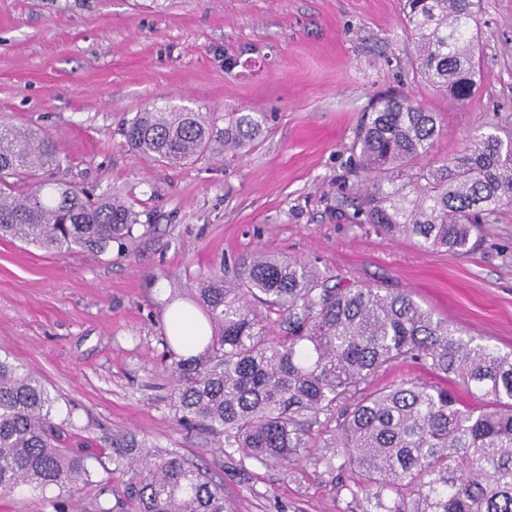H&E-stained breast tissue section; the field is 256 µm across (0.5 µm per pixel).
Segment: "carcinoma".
Returning <instances> with one entry per match:
<instances>
[{
  "instance_id": "obj_1",
  "label": "carcinoma",
  "mask_w": 512,
  "mask_h": 512,
  "mask_svg": "<svg viewBox=\"0 0 512 512\" xmlns=\"http://www.w3.org/2000/svg\"><path fill=\"white\" fill-rule=\"evenodd\" d=\"M405 26L420 78L468 100L477 0H407ZM266 125L263 112H229L218 129L205 112L152 104L124 135L134 152L177 166L243 151ZM439 134L435 113L405 95L373 102L352 145L353 218L463 254L512 206V129L487 123L443 158L433 155ZM60 163L50 135L0 118V237L58 254H102L133 237L137 215L121 194L38 178ZM197 293L212 336L174 363L173 407L178 422L219 438L225 456L286 471L306 462L340 490L373 491L383 512H512V352L466 337L407 292L331 286L264 254L241 259L233 285L213 268ZM393 363H417L443 383L366 391ZM52 406L39 379L0 358V496L91 483L90 449L60 447ZM112 464L126 512H227L224 488L177 450L114 436Z\"/></svg>"
}]
</instances>
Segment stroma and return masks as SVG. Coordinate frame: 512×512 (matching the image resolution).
Returning a JSON list of instances; mask_svg holds the SVG:
<instances>
[{
    "mask_svg": "<svg viewBox=\"0 0 512 512\" xmlns=\"http://www.w3.org/2000/svg\"><path fill=\"white\" fill-rule=\"evenodd\" d=\"M405 0H0V113L62 150L50 179L119 191L132 239L102 255H59L0 238V357L39 378L73 447L94 448L92 482L70 495L21 491L0 512H119L113 436L186 454L223 484L232 512H362L369 492L334 489L224 456L178 425L169 395L179 357L163 320L195 303L216 264L254 252L305 262L324 278L407 291L475 340L512 350V208L476 251L419 249L357 223L348 168L369 102L406 94L438 116L434 154L478 126L512 125V0H481L469 101L420 79ZM188 105L270 121L246 154L169 167L133 152L125 122L145 106ZM111 491L100 494V484Z\"/></svg>",
    "mask_w": 512,
    "mask_h": 512,
    "instance_id": "obj_1",
    "label": "stroma"
}]
</instances>
